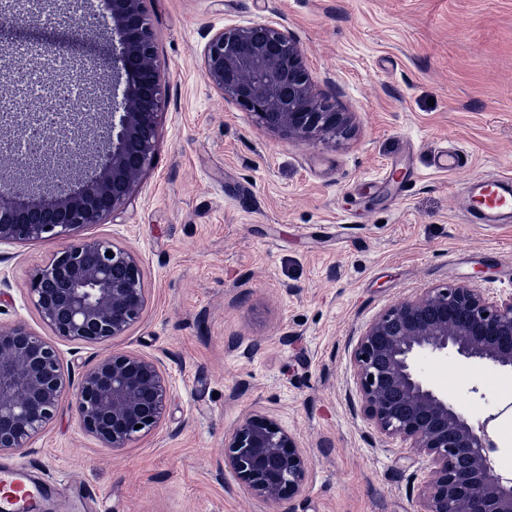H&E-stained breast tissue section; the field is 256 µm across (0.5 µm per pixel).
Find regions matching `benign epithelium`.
<instances>
[{
  "instance_id": "1",
  "label": "benign epithelium",
  "mask_w": 512,
  "mask_h": 512,
  "mask_svg": "<svg viewBox=\"0 0 512 512\" xmlns=\"http://www.w3.org/2000/svg\"><path fill=\"white\" fill-rule=\"evenodd\" d=\"M112 18V53L95 59L112 80V120L82 171L49 190L31 179L0 181V243L55 240L61 247L31 276L29 300L60 339L106 342L124 336L142 317L146 294L137 255L105 239L79 238L78 229L112 218L153 162L162 119V81L144 0H100ZM45 12L1 16L0 27L41 33ZM204 74L224 98L251 112L270 133L288 139L345 134L350 117L316 98L299 42L276 20L228 26L210 35ZM454 355L473 367L512 372V295L495 298L466 281L428 288L382 310L353 353L361 412L383 436L398 439L432 463L418 512H512V476L495 473L496 445L487 425L476 428L419 375L422 356ZM82 431L106 448H127L162 420L169 397L160 363L142 354L112 352L78 382L66 377L58 350L22 324L0 326V452L28 447L55 417L64 391ZM141 428H136V425ZM224 463L239 482L270 502L302 489L309 460L276 421L245 417L224 443Z\"/></svg>"
}]
</instances>
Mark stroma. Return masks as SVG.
Returning a JSON list of instances; mask_svg holds the SVG:
<instances>
[{"label":"stroma","mask_w":512,"mask_h":512,"mask_svg":"<svg viewBox=\"0 0 512 512\" xmlns=\"http://www.w3.org/2000/svg\"><path fill=\"white\" fill-rule=\"evenodd\" d=\"M164 75L152 166L124 207L78 230L134 251L146 306L104 344L55 340L28 297L52 242L0 244V326L56 341L79 380L113 351L158 359L169 383L160 424L113 450L84 433L62 396L29 447L0 461L61 490L45 512H417L428 457L380 435L360 411L352 352L383 309L472 281L512 295V218L468 223L457 187L512 169V0H145ZM271 18L297 38L315 92L352 116L334 140L287 139L207 81V31ZM37 76L106 112L107 90L78 59L112 50L102 15ZM467 164L432 167L434 151ZM429 384L472 424L512 422V373L422 358ZM275 420L309 459L279 504L243 488L224 441L248 415Z\"/></svg>","instance_id":"35a3bbf8"}]
</instances>
